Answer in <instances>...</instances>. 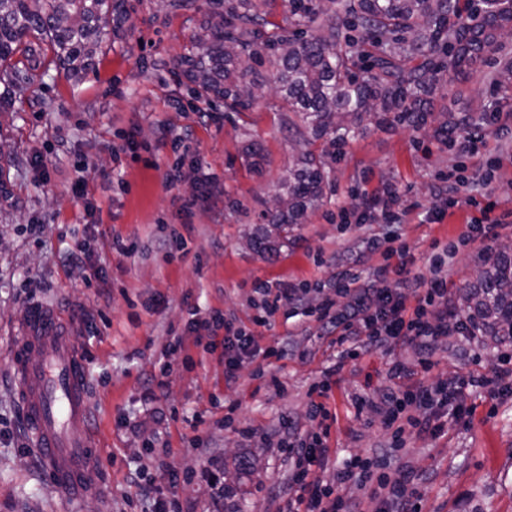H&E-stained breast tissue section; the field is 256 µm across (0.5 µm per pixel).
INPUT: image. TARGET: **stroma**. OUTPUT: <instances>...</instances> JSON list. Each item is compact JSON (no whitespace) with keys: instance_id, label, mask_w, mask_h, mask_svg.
<instances>
[{"instance_id":"obj_1","label":"stroma","mask_w":512,"mask_h":512,"mask_svg":"<svg viewBox=\"0 0 512 512\" xmlns=\"http://www.w3.org/2000/svg\"><path fill=\"white\" fill-rule=\"evenodd\" d=\"M205 18V0L189 9L171 0H123L112 49L78 85L50 70L42 85L0 112V512H151L148 488L178 501L182 512H273L287 498L293 462L282 453L281 424L316 430L308 393L336 360L317 309L332 293L336 267L373 279L380 255L361 239L384 229L385 185H395L410 212L398 232L417 268L433 243L456 242L465 224L493 205L512 211V147L490 169L462 158L439 135L443 121L468 119L488 134L512 138V40L473 69L443 73L440 105L424 122L367 123L332 163L328 200L264 257L249 239L270 208L279 180L306 149L309 134L274 92L240 114L194 98L172 61ZM259 156L244 153L247 144ZM468 179V198L443 208L438 190L448 171ZM185 247H166L171 232ZM135 243L128 256L113 240ZM496 242L459 246L448 264L451 293L472 280ZM305 288V314L276 313L258 340V355L224 379L221 353L195 343L191 316L219 310L249 331L263 303L259 284ZM75 316L87 350L90 429L109 484L105 497H66L42 469L27 433L8 362L29 296ZM280 360L264 363L267 350ZM512 355L479 336L441 340L428 381L459 370L484 373ZM424 357L398 343L347 361L330 405L333 465L371 455L388 437L360 400L380 401L390 362L417 371ZM169 372H162L164 362ZM484 390L473 423H452L447 437H413L401 451L422 495V512H512V396L497 403ZM249 425L250 438L237 429ZM190 474L169 482L165 470Z\"/></svg>"}]
</instances>
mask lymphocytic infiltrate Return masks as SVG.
Segmentation results:
<instances>
[{"mask_svg": "<svg viewBox=\"0 0 512 512\" xmlns=\"http://www.w3.org/2000/svg\"><path fill=\"white\" fill-rule=\"evenodd\" d=\"M365 244L383 259L374 272L382 285L369 287L350 268H341L336 272L335 288L337 296L346 297L345 306L337 307L335 298H329L319 308L318 320L340 353L328 372V380L314 387V396L308 403V415L319 422L321 432L294 450L298 462L291 484L296 499L291 504L277 505L276 512H293L297 507L302 512H421L419 501L405 489L410 474L398 466L397 450L409 436L444 437L447 418L471 417L475 408L466 402L470 389H484L492 399L504 391L499 383L505 372L501 366L489 375L467 371L450 381L430 384L422 378L409 385L405 382V366L392 362L387 375L396 385L373 407L391 438L388 451L351 458L337 469L332 482L320 478V471L330 464L327 440L337 421V414L328 403L331 380L340 376L346 361L381 349L388 340L398 338L414 342L430 353L440 338L454 337L469 328L468 320L454 318L448 289V261L456 252L455 246L435 248L427 271L422 274L414 272V260L399 235L373 234ZM262 294L264 305L253 320V332L236 328L220 313L192 324L194 331L205 332L209 337L210 349L224 350L225 380L233 379L235 362L256 344L258 328L267 326L270 316L279 309L297 308L303 298L302 289L291 284L263 289ZM350 482L368 487V503L354 502L342 495V485Z\"/></svg>", "mask_w": 512, "mask_h": 512, "instance_id": "1", "label": "lymphocytic infiltrate"}]
</instances>
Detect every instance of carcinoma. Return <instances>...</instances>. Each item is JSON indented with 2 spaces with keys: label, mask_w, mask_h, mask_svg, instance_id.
<instances>
[{
  "label": "carcinoma",
  "mask_w": 512,
  "mask_h": 512,
  "mask_svg": "<svg viewBox=\"0 0 512 512\" xmlns=\"http://www.w3.org/2000/svg\"><path fill=\"white\" fill-rule=\"evenodd\" d=\"M326 2L323 8L316 0H288L298 29L272 32L266 45L276 93L314 139L332 147L353 138L367 118L423 122L434 111L442 69L471 68L512 32V11L465 16L459 0ZM120 7L115 0H0V101H13L51 67L81 83L94 71ZM255 9L248 0H208L215 23L195 33L188 53L174 61L196 98L221 102L229 112H247L264 98L265 82L252 66L263 60L247 51L256 36ZM318 20L322 34L306 38L300 26ZM360 26L374 32V51L357 61L344 30ZM327 154H302L280 181L283 205L267 212L255 239L261 252L278 254L293 227L323 202ZM459 300L473 332L498 345L512 342V251L487 255L484 271L460 289Z\"/></svg>",
  "instance_id": "carcinoma-1"
}]
</instances>
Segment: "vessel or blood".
<instances>
[{
	"mask_svg": "<svg viewBox=\"0 0 512 512\" xmlns=\"http://www.w3.org/2000/svg\"><path fill=\"white\" fill-rule=\"evenodd\" d=\"M10 362L31 445L48 474L72 498L104 494L95 439L84 429L87 361L69 317L56 307H32Z\"/></svg>",
	"mask_w": 512,
	"mask_h": 512,
	"instance_id": "1",
	"label": "vessel or blood"
}]
</instances>
